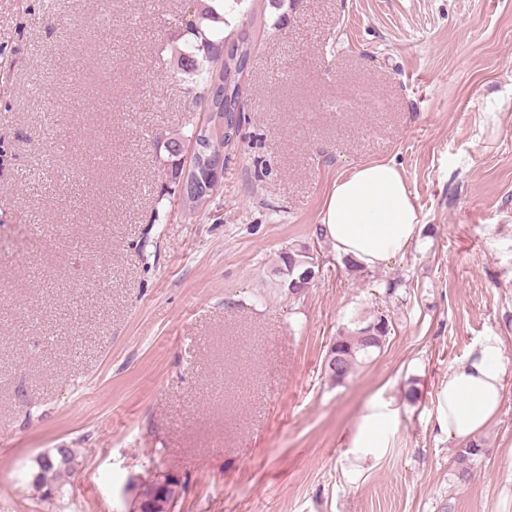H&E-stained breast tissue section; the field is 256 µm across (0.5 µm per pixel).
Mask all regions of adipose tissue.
Returning <instances> with one entry per match:
<instances>
[{
	"mask_svg": "<svg viewBox=\"0 0 512 512\" xmlns=\"http://www.w3.org/2000/svg\"><path fill=\"white\" fill-rule=\"evenodd\" d=\"M421 220L403 172L391 161L367 162L337 176L321 213L325 239L338 257L375 269L404 255ZM504 345L490 336L448 370L436 393L435 423L449 440L466 444L499 416L506 397ZM400 414L372 401L356 425L350 446L362 456L390 447Z\"/></svg>",
	"mask_w": 512,
	"mask_h": 512,
	"instance_id": "1",
	"label": "adipose tissue"
}]
</instances>
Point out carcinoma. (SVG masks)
<instances>
[{
	"mask_svg": "<svg viewBox=\"0 0 512 512\" xmlns=\"http://www.w3.org/2000/svg\"><path fill=\"white\" fill-rule=\"evenodd\" d=\"M285 0H184L180 25L190 39L171 52L169 64L195 79L201 86L195 104L208 113L205 120L212 130V147L220 149L229 144L224 127L241 128L245 120L243 84L251 56L261 34L266 32L265 9L261 5L280 8ZM156 142L162 144L167 157L164 171L171 181L161 188L162 195L177 198L180 207L190 213L205 210L220 185L210 166H197L187 173L183 188L178 183L184 174L185 146L198 140L197 128L190 134L160 132ZM286 270V287L292 299L301 297L309 288L302 272L314 261L313 250L307 245L294 247L281 256ZM392 324L381 314L351 321L341 328L328 351L325 373L330 381L342 384L362 360L381 351L391 335ZM488 449L476 440L460 449L456 457L459 475L472 477L474 460ZM73 452L57 448L55 454L44 455L36 461L37 471L30 473L29 483L52 497L65 486L72 470ZM184 490L181 481H170L156 487L142 502L140 512H156L160 502L179 503Z\"/></svg>",
	"mask_w": 512,
	"mask_h": 512,
	"instance_id": "carcinoma-1",
	"label": "carcinoma"
}]
</instances>
